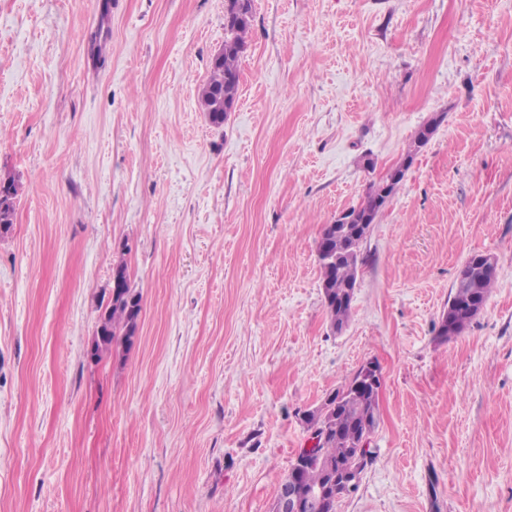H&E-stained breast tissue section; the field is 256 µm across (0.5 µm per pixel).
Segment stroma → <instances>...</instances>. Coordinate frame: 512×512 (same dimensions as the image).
I'll use <instances>...</instances> for the list:
<instances>
[{"instance_id":"1","label":"stroma","mask_w":512,"mask_h":512,"mask_svg":"<svg viewBox=\"0 0 512 512\" xmlns=\"http://www.w3.org/2000/svg\"><path fill=\"white\" fill-rule=\"evenodd\" d=\"M225 0H0V512H270L301 411L369 362L336 512H512V0H254L238 100L198 96ZM440 117L330 328L317 246ZM481 313L439 321L465 261ZM139 339L87 350L112 267ZM17 187L13 181H0V236L10 233L15 220ZM493 265H487L482 255H471L460 269L456 282L448 298V309L443 313L439 336L448 339L446 327L448 323L459 326L461 332L464 327L477 315L471 307L484 305L489 298L495 279V260L492 256H484Z\"/></svg>"}]
</instances>
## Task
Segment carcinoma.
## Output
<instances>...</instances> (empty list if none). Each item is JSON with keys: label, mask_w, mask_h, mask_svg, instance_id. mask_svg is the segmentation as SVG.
<instances>
[{"label": "carcinoma", "mask_w": 512, "mask_h": 512, "mask_svg": "<svg viewBox=\"0 0 512 512\" xmlns=\"http://www.w3.org/2000/svg\"><path fill=\"white\" fill-rule=\"evenodd\" d=\"M251 21L252 0H226L224 55L212 59L210 76L200 96L202 109L214 126L224 124L227 116L224 104L236 102L240 83L238 60L245 49ZM436 124L434 120L419 130L403 161L393 167L379 185L371 187L360 204L348 208L355 217L352 224L324 225L317 252L331 328L342 326L351 316L358 267L362 263L360 245L368 235V231L357 229V225L374 223L379 211L398 189L414 155L428 143ZM16 195L17 187L13 181L0 182L1 237L12 230ZM495 272V266L486 264L482 255L474 254L468 258L450 292L448 309L441 318L440 337L449 338L447 323L456 324L462 330L475 317L471 307L486 303ZM141 313L142 296L131 285L127 265L120 262L112 271V297L98 318L101 354L110 352L118 342L128 347L133 345ZM359 378L360 375H355L346 388L329 393L321 406L302 412L307 430L322 429L326 437L313 456L297 454L282 485L286 486L294 479L299 487L308 490L327 488L318 512H336V502L342 495L336 494L329 481L336 474L337 466L363 459L360 437L366 432L373 433L377 425L378 395L357 386Z\"/></svg>", "instance_id": "1"}]
</instances>
